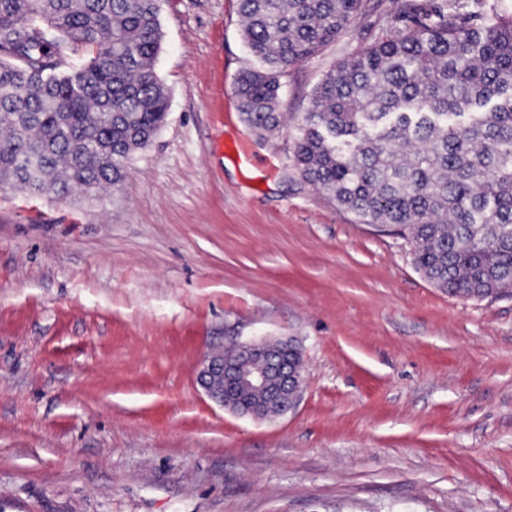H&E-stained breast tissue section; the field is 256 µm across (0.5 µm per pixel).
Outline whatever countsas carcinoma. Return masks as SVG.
Masks as SVG:
<instances>
[{
	"mask_svg": "<svg viewBox=\"0 0 512 512\" xmlns=\"http://www.w3.org/2000/svg\"><path fill=\"white\" fill-rule=\"evenodd\" d=\"M365 0H239L261 67L246 123L281 124V78L341 35ZM159 0H0V185L92 198L164 126ZM292 168L361 224L408 240L454 295L512 288V16L486 0H400L385 34L314 88Z\"/></svg>",
	"mask_w": 512,
	"mask_h": 512,
	"instance_id": "obj_1",
	"label": "carcinoma"
}]
</instances>
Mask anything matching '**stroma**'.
Masks as SVG:
<instances>
[{
	"label": "stroma",
	"mask_w": 512,
	"mask_h": 512,
	"mask_svg": "<svg viewBox=\"0 0 512 512\" xmlns=\"http://www.w3.org/2000/svg\"><path fill=\"white\" fill-rule=\"evenodd\" d=\"M369 3L288 67L260 136L239 0H161L168 118L119 188L0 190V512H512V291L436 288L407 240L291 169L313 89L397 7ZM256 335L302 350L286 416L196 384L207 352Z\"/></svg>",
	"instance_id": "1"
}]
</instances>
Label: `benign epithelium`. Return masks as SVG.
<instances>
[{
  "instance_id": "benign-epithelium-1",
  "label": "benign epithelium",
  "mask_w": 512,
  "mask_h": 512,
  "mask_svg": "<svg viewBox=\"0 0 512 512\" xmlns=\"http://www.w3.org/2000/svg\"><path fill=\"white\" fill-rule=\"evenodd\" d=\"M294 341L254 336L230 352L217 348L201 360L196 382L216 405L254 419L279 418L301 397L302 368Z\"/></svg>"
}]
</instances>
